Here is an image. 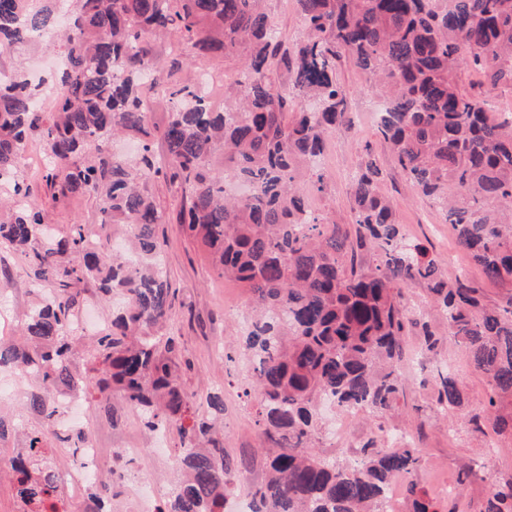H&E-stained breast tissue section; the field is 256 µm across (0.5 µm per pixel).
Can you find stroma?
I'll return each instance as SVG.
<instances>
[{"label":"stroma","mask_w":512,"mask_h":512,"mask_svg":"<svg viewBox=\"0 0 512 512\" xmlns=\"http://www.w3.org/2000/svg\"><path fill=\"white\" fill-rule=\"evenodd\" d=\"M336 76L346 98L348 122L327 139L320 164L327 180L322 192L309 196L310 209L330 223L352 226L349 180L367 161H375L383 171L381 191L391 200L406 237L427 247L438 258L446 277L466 275L480 288L488 305H504L512 292L484 278L468 253L457 247L450 225L440 222L433 203L421 196L399 169L390 144L379 135L372 117L374 94L368 75L345 54L337 63ZM27 155L33 195L48 224L62 231L68 224L79 222L95 230L100 217L97 201L86 195L53 198L43 178L44 153L39 140L30 142ZM151 193L167 219L164 255L177 290L174 328L178 353L188 363L183 385L198 402L213 392L224 397V414L215 421L213 432L238 463L224 502V512H238L241 497L251 495L264 480L269 448L257 422L259 395L245 391L249 361L241 334L251 316L249 295L238 282L220 277L178 224L181 189L157 181ZM0 260L10 268L9 273L0 272V334L14 337L37 292L28 284L17 253L0 247ZM405 302L412 322L406 327L404 350L419 354L420 365L413 369L401 363L405 389L395 410L357 412L352 446L345 450L330 428H322L317 451L339 461L358 459L362 444L378 429L408 433L420 450L415 474L418 490L441 501L447 487L457 483L463 512H484L493 485L512 478V436L474 430L469 418L489 391L486 377L470 367L465 349L447 335L445 319L431 307L422 285L411 286ZM426 325L441 336L434 356L422 351V328ZM446 368L465 377L463 403L449 413L440 411L434 402L438 373ZM38 386V379L30 374L0 372V411L17 419L23 431L39 424L38 417L25 407L28 395ZM74 396L83 406L81 427L92 434L100 450L99 475L112 481V512H135L134 482L138 479L150 485L154 508H162L181 476L176 434H166L159 444H151L137 413L121 399L112 398L109 408L103 409L91 391L80 389ZM23 431L0 442V512L24 510L7 473L9 459L25 451Z\"/></svg>","instance_id":"obj_1"}]
</instances>
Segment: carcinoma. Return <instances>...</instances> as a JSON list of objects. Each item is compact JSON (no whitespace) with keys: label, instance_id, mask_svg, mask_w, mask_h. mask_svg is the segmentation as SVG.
<instances>
[{"label":"carcinoma","instance_id":"obj_1","mask_svg":"<svg viewBox=\"0 0 512 512\" xmlns=\"http://www.w3.org/2000/svg\"><path fill=\"white\" fill-rule=\"evenodd\" d=\"M265 0H75L57 27L53 0H0V49L22 44L16 27L59 29L64 65L53 82L54 108L39 105L40 85L17 73L0 79V243L20 253L30 282L46 290L21 322L26 343H1L0 364L40 379L29 399L39 428L25 431L27 455L10 463L16 495L29 512H59L60 489L44 456L54 439L80 450L82 428L63 429L56 394L93 388L137 408L151 433L176 430L184 477L159 512H223L233 468L212 436L224 412L218 392L208 410L181 381L171 336L173 289L164 261L165 223L149 184H179L178 222L222 277L242 284L255 314L245 338L249 385L270 443L264 482L251 512H383L394 481L416 494L419 451L379 447L338 463L315 451L317 406L393 409L403 393L397 370L411 322L404 289L420 283L442 310L448 334L488 379L491 429L512 432V298L491 307L463 276L443 277L428 250L406 240L391 202L379 192L381 169L369 161L351 185L355 235L309 210L307 194L325 175L300 183V170L323 154L346 121L336 60L348 54L390 102L378 125L404 175L445 216L457 243L485 278L512 288V114L492 118L467 82L479 72L488 91L512 86V0H297L306 37L288 48ZM176 36L203 56H239L244 67L225 86L232 103L215 110L191 86L167 82L150 37ZM280 59L288 85L271 77ZM149 73L166 80L173 104L162 131L168 163L145 142L127 160L109 148L115 135L147 137L142 88ZM43 144L45 180L56 197L99 203L98 247L72 224L62 234L29 201L21 173L30 139ZM252 193L230 197L229 178ZM127 230L138 264L112 253V233ZM116 298L110 324L93 346L91 374L71 370L79 336L81 285ZM437 403L461 405L460 378L439 375ZM485 512H512V479L493 488Z\"/></svg>","mask_w":512,"mask_h":512}]
</instances>
